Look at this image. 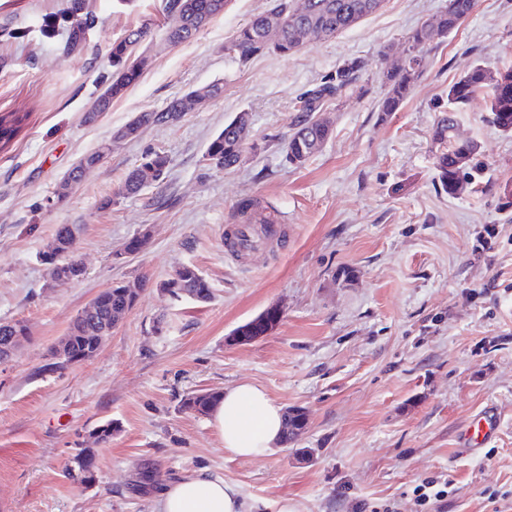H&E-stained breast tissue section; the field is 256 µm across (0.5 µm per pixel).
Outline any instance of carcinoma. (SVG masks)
<instances>
[{
    "instance_id": "cac0c4a2",
    "label": "carcinoma",
    "mask_w": 512,
    "mask_h": 512,
    "mask_svg": "<svg viewBox=\"0 0 512 512\" xmlns=\"http://www.w3.org/2000/svg\"><path fill=\"white\" fill-rule=\"evenodd\" d=\"M383 0H272L265 13L250 19L233 38L224 45V52L242 62L252 57L271 52L288 55L299 50L306 36L333 37L359 23L376 12ZM227 0H167V9L176 24L166 31V40L180 44L199 31L212 18L224 12ZM475 0H448V7L433 20L425 22L409 32L405 38V59L393 63L383 72L386 92L378 105L380 112H395L409 95L415 79L420 73L424 48L436 39L448 36L458 29L472 13ZM61 20L69 28L68 49L75 50L85 39L87 28L94 23L93 16L84 11L83 0H67L60 10ZM148 31L137 28L123 39L112 44L109 55L112 74L102 82V90L87 112L86 120L93 122L109 111L112 102L124 96L136 85L142 72L128 63L131 54L142 46ZM361 63L351 62L336 70V74L307 90L300 97L294 131L282 144L285 161L294 168L303 167L318 153L331 134L330 125L320 116L326 106L337 100L343 91L358 79ZM491 85L486 121L504 133H512V67L490 75L484 67L477 65L457 81L448 86V114L435 128V139L448 143V152L443 154L441 182L454 194L463 186L472 183L476 166L472 165L478 146L473 141L458 142L453 136L457 113L463 111L471 98L485 85ZM194 106L191 93L175 98L160 112L138 113L136 128L127 133L134 138L148 126L169 124L171 118L189 112ZM26 114L22 112L0 113V145L7 146L20 131ZM250 125L248 113H238L224 129L209 143L207 153L216 160L215 169L224 170L238 165L240 156L249 142L243 132ZM101 151L81 158L67 173L66 178L78 181L85 167L98 162ZM168 157L160 152H148L142 161L129 171L118 190V195L127 196L139 192L145 185L161 182L168 172ZM41 261L50 272L58 264L68 266L73 278L81 276L77 269L80 258L76 241L72 239L69 225H61L56 232L53 252H44ZM172 281L165 280L160 288ZM174 293H186L200 302L211 299L208 281L198 268L188 265L173 281ZM136 305L126 288L115 284L102 292L93 308L72 322L60 345L51 351L52 371L92 357L100 346L104 324L121 322ZM30 336L28 326L22 321H0V354L9 353L20 341ZM218 400L214 392H196L188 395L183 407L197 413H205ZM65 478L78 483H89L94 477V460L84 448H75L64 471Z\"/></svg>"
}]
</instances>
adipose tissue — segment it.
Wrapping results in <instances>:
<instances>
[{
	"label": "adipose tissue",
	"instance_id": "obj_1",
	"mask_svg": "<svg viewBox=\"0 0 512 512\" xmlns=\"http://www.w3.org/2000/svg\"><path fill=\"white\" fill-rule=\"evenodd\" d=\"M210 413L225 452L234 457H262L284 441L282 405L255 384L243 382L225 389ZM244 508L235 485L200 471L166 486L155 512H244Z\"/></svg>",
	"mask_w": 512,
	"mask_h": 512
}]
</instances>
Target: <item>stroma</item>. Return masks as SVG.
Returning <instances> with one entry per match:
<instances>
[{"label": "stroma", "mask_w": 512, "mask_h": 512, "mask_svg": "<svg viewBox=\"0 0 512 512\" xmlns=\"http://www.w3.org/2000/svg\"><path fill=\"white\" fill-rule=\"evenodd\" d=\"M62 3L0 0V112L27 115L0 149V321L30 330L0 363V512H154L155 494L129 489L145 460L162 485L201 469L223 476L248 512H512V133L486 122V92L458 113L456 136L477 143L480 171L456 195L440 181L448 146L433 139L449 85L477 64L512 66V0H477L458 30L426 46L391 113L377 109L381 50L399 59L404 36L448 0H384L335 37L245 63L224 45L269 0H230L178 45L163 36L167 0H84L96 24L73 51ZM138 27L152 32L141 80L85 122L112 43ZM353 60L355 86L325 111L330 138L289 167L281 147L299 97ZM214 82L223 95L179 123L118 138L137 113ZM241 111L258 151L209 169V142ZM105 143L111 153L55 202L69 169ZM149 151L168 157L166 178L117 197ZM246 199L286 235L238 260L224 229ZM63 224L77 230L86 273L58 283L39 256ZM144 230L142 251L115 262ZM185 264L209 281V301L160 291ZM138 279V303L97 353L49 370L81 310ZM272 306L281 318L268 334L228 343ZM243 381L307 411L297 441L236 458L209 414L183 407L191 393ZM488 408L498 427L467 452L461 433ZM107 421L110 441L95 443ZM78 443L95 462L87 485L63 476Z\"/></svg>", "instance_id": "obj_1"}]
</instances>
